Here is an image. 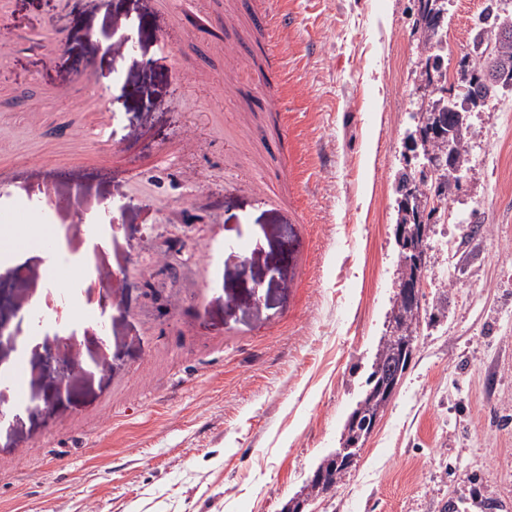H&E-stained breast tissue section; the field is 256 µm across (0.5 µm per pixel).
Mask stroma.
<instances>
[{
    "label": "stroma",
    "mask_w": 512,
    "mask_h": 512,
    "mask_svg": "<svg viewBox=\"0 0 512 512\" xmlns=\"http://www.w3.org/2000/svg\"><path fill=\"white\" fill-rule=\"evenodd\" d=\"M485 5L444 4L449 93ZM278 7L0 0V42L17 44L0 57V209L77 183L85 213L112 217L100 245L53 213L60 256L85 262L57 287L37 262L0 272L56 322L11 315L0 338V364L22 352L33 374L29 404L0 387V512H282L340 448L397 291L394 178L428 104L425 54L416 0H288L297 21L271 53L248 32ZM277 72L281 114L258 105ZM80 74L95 94L56 96ZM467 125L455 257L435 253L423 300L435 318L355 464L304 512H512V91ZM29 155L43 167L18 171ZM160 224L193 227L155 264L184 298L146 305L138 265ZM62 352L80 368L47 409Z\"/></svg>",
    "instance_id": "stroma-1"
}]
</instances>
